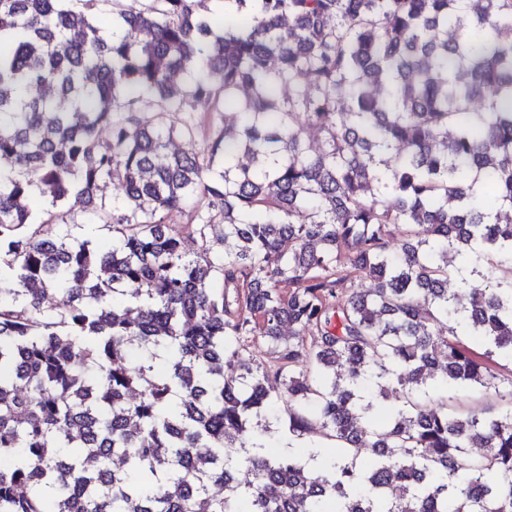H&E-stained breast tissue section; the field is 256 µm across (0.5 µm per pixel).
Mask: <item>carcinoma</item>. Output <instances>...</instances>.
I'll return each mask as SVG.
<instances>
[{
  "instance_id": "cac0c4a2",
  "label": "carcinoma",
  "mask_w": 512,
  "mask_h": 512,
  "mask_svg": "<svg viewBox=\"0 0 512 512\" xmlns=\"http://www.w3.org/2000/svg\"><path fill=\"white\" fill-rule=\"evenodd\" d=\"M101 2L0 0V512H512V409L433 396L512 359V0Z\"/></svg>"
}]
</instances>
